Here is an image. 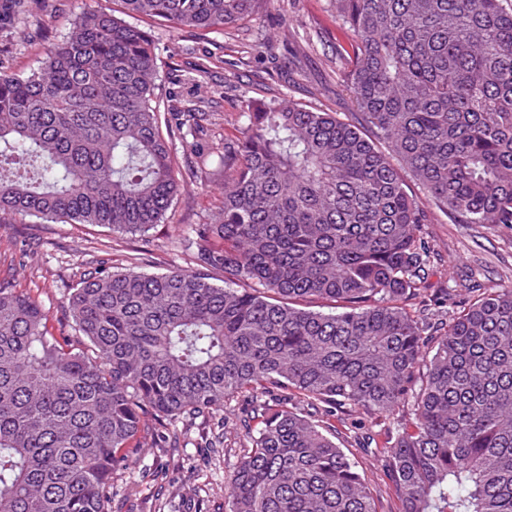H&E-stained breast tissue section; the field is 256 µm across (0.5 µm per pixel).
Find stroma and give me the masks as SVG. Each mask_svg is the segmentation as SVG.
<instances>
[{
	"label": "stroma",
	"instance_id": "1",
	"mask_svg": "<svg viewBox=\"0 0 512 512\" xmlns=\"http://www.w3.org/2000/svg\"><path fill=\"white\" fill-rule=\"evenodd\" d=\"M87 9L112 14L121 0H34L19 24L0 29V70L26 75L40 65L44 40H60L72 19ZM157 56L156 94L162 105L190 99L209 115L201 137L207 149L223 148L238 134V117L251 97L311 105L328 112L352 109L340 81L339 52L351 34L329 0H268L249 23L204 36L176 30L162 20H137ZM205 71H196L198 63ZM221 204L218 179L188 183L175 197L164 223L144 233H126L101 224L52 223L16 216L0 224V280L37 298L50 326L63 321L62 302L85 273L99 263L161 273L192 268L182 245L188 225L202 224ZM422 233L435 251L432 288H456L475 278L484 287L512 286V229L453 224L430 209ZM238 404L177 425L157 424L130 468L112 475L107 512H225V483L243 453ZM331 436L357 461L373 491L377 512H397L398 502L377 457L358 448L355 437L371 430L386 435L381 418L356 408L338 410Z\"/></svg>",
	"mask_w": 512,
	"mask_h": 512
}]
</instances>
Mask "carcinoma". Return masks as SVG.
<instances>
[{"label": "carcinoma", "mask_w": 512, "mask_h": 512, "mask_svg": "<svg viewBox=\"0 0 512 512\" xmlns=\"http://www.w3.org/2000/svg\"><path fill=\"white\" fill-rule=\"evenodd\" d=\"M178 30L236 26L266 0H121ZM352 34L353 113L255 98L224 150L175 124L186 173L224 174L191 224V269L98 270L67 298L75 348L40 302L0 281V512H106L145 418L242 397L246 447L228 512H376L355 462L300 405L388 420L376 453L399 512H512V287L427 292L428 222L402 173L456 224L512 228V7L504 0H330ZM29 0H0V28ZM154 47L88 10L27 76L0 70V224L16 215L144 232L183 187L152 105ZM331 301L335 313L296 302ZM411 407L410 419L396 411Z\"/></svg>", "instance_id": "carcinoma-1"}]
</instances>
